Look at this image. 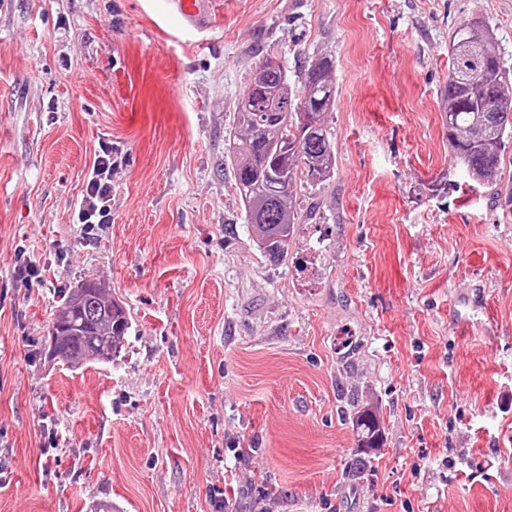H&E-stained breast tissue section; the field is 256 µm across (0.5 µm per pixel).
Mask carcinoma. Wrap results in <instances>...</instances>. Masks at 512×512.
I'll return each instance as SVG.
<instances>
[{
	"label": "carcinoma",
	"mask_w": 512,
	"mask_h": 512,
	"mask_svg": "<svg viewBox=\"0 0 512 512\" xmlns=\"http://www.w3.org/2000/svg\"><path fill=\"white\" fill-rule=\"evenodd\" d=\"M490 45V32L481 20L460 25L450 42L444 91L443 121L453 161L477 184L499 173L512 142V70ZM319 61L315 71L303 66L298 88L281 64L250 78L253 102L248 108L237 104L236 131L229 134L227 157L235 167V191L254 241L271 263L283 257L298 220L292 205L296 183L323 182L336 166L326 125L336 102V65L326 55ZM70 305L68 297L48 328V335L56 337L58 359L74 369L97 365L93 343L99 328L85 327ZM104 320L112 321V347L124 348L131 322L123 303H112V315ZM345 403L342 413L361 433V447H378L377 416L353 394Z\"/></svg>",
	"instance_id": "obj_1"
}]
</instances>
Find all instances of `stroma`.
<instances>
[{
	"label": "stroma",
	"mask_w": 512,
	"mask_h": 512,
	"mask_svg": "<svg viewBox=\"0 0 512 512\" xmlns=\"http://www.w3.org/2000/svg\"><path fill=\"white\" fill-rule=\"evenodd\" d=\"M165 2L0 0V512H512V149L478 185L442 120L453 32L481 19L512 66V0H210L196 33ZM267 55L295 84L336 62V170L278 264L226 157ZM102 139L125 162L90 242ZM86 278L132 327L74 370L45 337ZM112 143L102 141L91 170L87 174L84 189L76 203L73 224H80V231L88 240L96 239L94 231L102 224H111L112 174L119 166ZM113 154V155H112ZM42 270L39 262H37L30 255H26L25 251H22L17 256L16 266L14 268V274L16 278L25 281H42ZM346 406L341 410L349 416L353 426L361 433L359 443L361 448H376L381 438V429L377 416L365 407H360V401L354 394L346 396ZM371 413V414H370Z\"/></svg>",
	"instance_id": "35a3bbf8"
}]
</instances>
